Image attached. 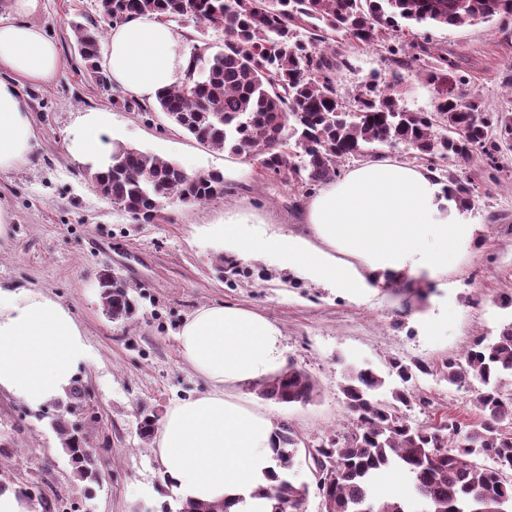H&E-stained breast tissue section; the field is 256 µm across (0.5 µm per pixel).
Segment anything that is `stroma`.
<instances>
[{
    "label": "stroma",
    "instance_id": "1",
    "mask_svg": "<svg viewBox=\"0 0 512 512\" xmlns=\"http://www.w3.org/2000/svg\"><path fill=\"white\" fill-rule=\"evenodd\" d=\"M97 0H43L39 22L56 39L63 69L51 83L24 85L37 131L29 163L0 175V205L12 215L0 239V283L34 285L53 295L83 325L90 358L74 385L79 399L53 402L37 413L0 393V486L38 485L42 500L28 512L63 498L74 512H178L162 486L139 421H161L175 401L204 392L206 383L178 352L176 333L196 308L238 304L275 320L285 335V360L307 371L318 396L310 403L265 399L252 386L243 400L274 421L293 425L308 447H319L346 423L339 385L347 366L388 370L391 358H423L434 364L464 352L479 336L495 335L512 320V308L497 301L512 287V151L498 156V171L482 161L439 162L474 189L477 204L465 216L479 226L480 243L448 274V285L424 299L379 290L359 301L308 281L293 284L273 255L245 261L250 277H231L219 260L224 240L212 234L225 214L251 223L298 231L299 211L288 187L262 177L247 179L224 200L203 205L166 203L162 219L144 224L96 192L85 162L67 144L76 119L87 109L112 113V139L171 160L187 173L245 167L228 152L200 144L160 112L145 116L113 106L91 81L69 27L77 16L95 15ZM429 39L446 51L467 93L496 112L512 113V21L459 27H427ZM336 84L355 97L372 74L390 80L391 65L378 48L343 41ZM112 271L136 302L131 319L115 321L101 302L99 278ZM410 420L449 414L476 419L471 395L439 375L419 377ZM429 398L430 406L419 403ZM80 427L101 471L98 481L80 479L55 423Z\"/></svg>",
    "mask_w": 512,
    "mask_h": 512
}]
</instances>
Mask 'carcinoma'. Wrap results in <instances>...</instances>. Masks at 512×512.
<instances>
[{
	"mask_svg": "<svg viewBox=\"0 0 512 512\" xmlns=\"http://www.w3.org/2000/svg\"><path fill=\"white\" fill-rule=\"evenodd\" d=\"M151 13L169 22H194L204 35L224 33L223 44L200 38L177 83L149 103L119 94L112 104L149 114L157 110L197 141L253 162L268 180L309 196L339 178L343 163L382 154L403 144L430 169L447 156L463 162L478 157L496 167L501 144L512 143V114L490 112L481 101L451 91L438 93L434 110L410 112L400 105L399 86L416 72L433 85L450 78L448 53L413 26L457 27L512 15V0H98L97 18L69 23L84 67L103 92L112 83L99 64L103 25ZM363 47L380 46L392 63V80L370 77L349 106L336 85V42L347 36ZM91 186L114 206L145 223L159 220L170 199L184 204L220 201L232 193L218 170L190 175L177 163L122 144L112 145L104 170H87ZM450 191L474 207L473 188L455 173ZM114 320H128L135 303L123 282L101 293ZM422 358L389 361L388 375L400 386L385 402L386 383L372 368L351 367L339 389L353 421L306 453L316 478L322 512H512V322L497 336L480 337L440 369L448 385L473 388L479 420L448 416L413 423L401 411L413 395L410 383L431 375ZM258 394L280 403L306 404L317 395L313 378L293 364L255 385ZM281 469L277 483L260 490L272 512H304L310 486L290 474L302 439L286 421L277 423ZM66 451L89 477L91 465L65 441ZM482 458L478 463L475 458ZM400 469L409 477L404 499H382L381 474Z\"/></svg>",
	"mask_w": 512,
	"mask_h": 512,
	"instance_id": "cac0c4a2",
	"label": "carcinoma"
}]
</instances>
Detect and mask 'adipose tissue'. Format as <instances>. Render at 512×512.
<instances>
[{
  "label": "adipose tissue",
  "mask_w": 512,
  "mask_h": 512,
  "mask_svg": "<svg viewBox=\"0 0 512 512\" xmlns=\"http://www.w3.org/2000/svg\"><path fill=\"white\" fill-rule=\"evenodd\" d=\"M42 0H11L0 18V173L28 161L35 126L25 84L52 81L62 66L57 41L38 22ZM184 37L154 15L110 29L101 66L115 86L155 99L173 86L189 55ZM111 113L81 114L68 151L93 162L110 145ZM303 231L279 233L261 224L216 225L236 260L274 254L289 272L363 298L395 283L446 279L476 239L458 202L436 171L374 157L322 186L299 207ZM179 355L209 388L174 403L156 428L152 452L175 501L221 502L227 512H267L254 498L278 470L277 427L245 405L240 387L278 373L284 335L268 316L234 304L197 308L177 332ZM89 359L85 332L51 295L0 284V392L32 410L66 397Z\"/></svg>",
  "instance_id": "1"
}]
</instances>
